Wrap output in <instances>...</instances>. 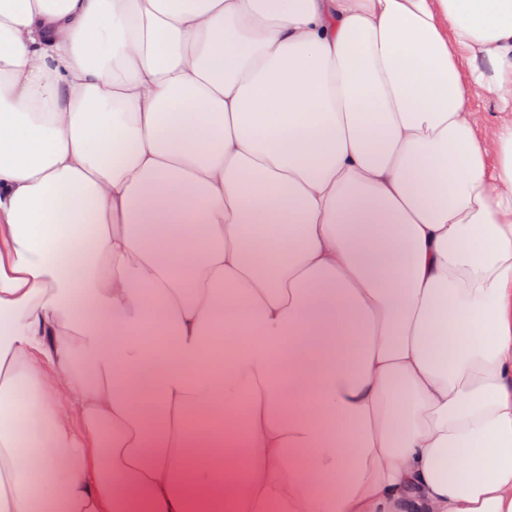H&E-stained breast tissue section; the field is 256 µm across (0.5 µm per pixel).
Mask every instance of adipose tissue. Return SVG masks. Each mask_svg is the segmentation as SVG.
<instances>
[{"label":"adipose tissue","instance_id":"adipose-tissue-1","mask_svg":"<svg viewBox=\"0 0 512 512\" xmlns=\"http://www.w3.org/2000/svg\"><path fill=\"white\" fill-rule=\"evenodd\" d=\"M53 504L512 512V0H0V512Z\"/></svg>","mask_w":512,"mask_h":512}]
</instances>
